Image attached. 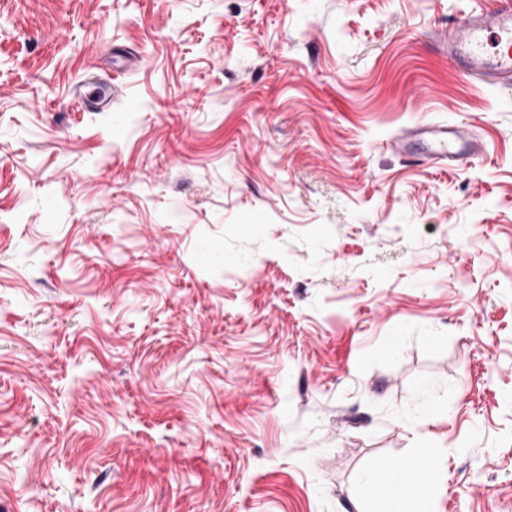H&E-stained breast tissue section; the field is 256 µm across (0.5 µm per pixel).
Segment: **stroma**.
<instances>
[{
  "label": "stroma",
  "instance_id": "obj_1",
  "mask_svg": "<svg viewBox=\"0 0 512 512\" xmlns=\"http://www.w3.org/2000/svg\"><path fill=\"white\" fill-rule=\"evenodd\" d=\"M493 4L0 0V512H359L424 441L512 512V86L436 46ZM94 80L91 78L75 87L74 101L83 112H108L111 110L112 96L102 94L96 87H93V90L90 88L84 92L81 91L82 87ZM427 139L431 143L429 152L416 157L411 146L415 141ZM399 154L412 157L413 161L427 167H436L455 162L461 157L478 158L483 151L480 136L465 127L433 124H414L404 128L393 140Z\"/></svg>",
  "mask_w": 512,
  "mask_h": 512
}]
</instances>
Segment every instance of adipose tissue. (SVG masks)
I'll return each mask as SVG.
<instances>
[{
  "label": "adipose tissue",
  "mask_w": 512,
  "mask_h": 512,
  "mask_svg": "<svg viewBox=\"0 0 512 512\" xmlns=\"http://www.w3.org/2000/svg\"><path fill=\"white\" fill-rule=\"evenodd\" d=\"M433 461L432 453L418 452L372 462L362 477L370 490L367 512H434L433 486L416 480L419 466Z\"/></svg>",
  "instance_id": "ef3b65f1"
}]
</instances>
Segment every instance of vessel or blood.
<instances>
[{
  "instance_id": "vessel-or-blood-1",
  "label": "vessel or blood",
  "mask_w": 512,
  "mask_h": 512,
  "mask_svg": "<svg viewBox=\"0 0 512 512\" xmlns=\"http://www.w3.org/2000/svg\"><path fill=\"white\" fill-rule=\"evenodd\" d=\"M441 45L448 61L466 77L497 86L512 80V0H495L488 10L472 12L449 30ZM77 107L85 112L110 111L112 99L95 89L75 91ZM429 140V152L419 164L435 167L463 157L476 158L483 151L477 133L459 126L414 124L394 139L397 153L410 154L418 140Z\"/></svg>"
}]
</instances>
